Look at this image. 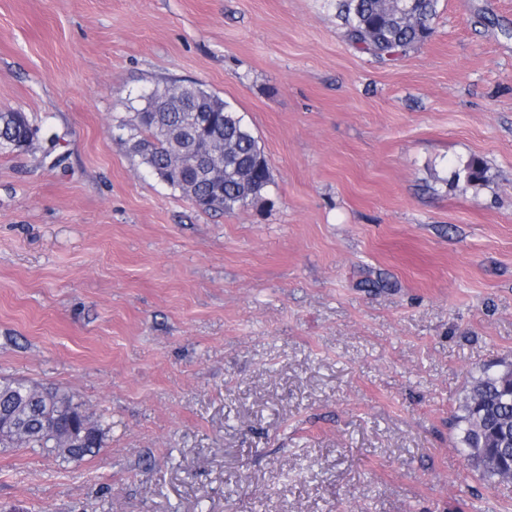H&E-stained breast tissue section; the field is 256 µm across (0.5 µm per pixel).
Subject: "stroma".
Here are the masks:
<instances>
[{"instance_id":"35a3bbf8","label":"stroma","mask_w":512,"mask_h":512,"mask_svg":"<svg viewBox=\"0 0 512 512\" xmlns=\"http://www.w3.org/2000/svg\"><path fill=\"white\" fill-rule=\"evenodd\" d=\"M397 61L336 0H0V378L101 422L0 448V512H506L449 427L512 361V0H438ZM195 81L273 183L204 211L142 173L139 97ZM483 162V179L467 176ZM31 128L24 115L9 110L0 112V151L27 149L33 143H27V132Z\"/></svg>"}]
</instances>
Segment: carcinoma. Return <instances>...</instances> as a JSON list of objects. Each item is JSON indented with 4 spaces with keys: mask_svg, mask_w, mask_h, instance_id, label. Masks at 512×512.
<instances>
[{
    "mask_svg": "<svg viewBox=\"0 0 512 512\" xmlns=\"http://www.w3.org/2000/svg\"><path fill=\"white\" fill-rule=\"evenodd\" d=\"M438 0H338L349 44L378 57L403 55L433 32ZM137 122L130 127L131 151L140 164L159 175L190 166L187 154L195 112L218 117L206 140L224 151V172H189L185 184L172 188L200 199L203 210L232 214L261 199L273 183L259 138L244 116L198 83L155 87L143 96ZM30 124L12 110L0 112V151L30 147ZM0 448H40L64 460H80L99 448L102 430L92 424L82 405L67 394L36 384L1 380ZM459 443L470 465L488 482L502 483L512 466V364L484 370L454 415Z\"/></svg>",
    "mask_w": 512,
    "mask_h": 512,
    "instance_id": "cac0c4a2",
    "label": "carcinoma"
}]
</instances>
